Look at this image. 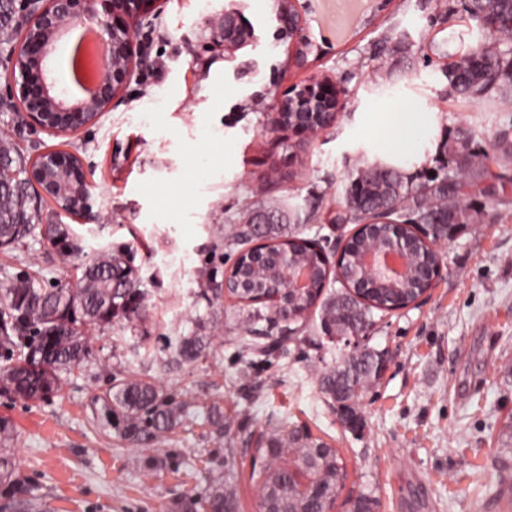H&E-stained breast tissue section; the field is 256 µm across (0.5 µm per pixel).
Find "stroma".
<instances>
[{
  "mask_svg": "<svg viewBox=\"0 0 512 512\" xmlns=\"http://www.w3.org/2000/svg\"><path fill=\"white\" fill-rule=\"evenodd\" d=\"M160 0L133 36L144 63L109 112L73 138L18 124L0 110V133L23 152L80 148L97 218L47 205L43 221L81 235L85 255L131 248L151 296L143 317L88 330L90 361L67 375L48 401L0 395V417L16 435L14 454L30 489L51 512H172L203 495L224 470L226 449L251 467L253 439L269 425L306 424L330 440L349 479L334 512H349L359 492H374L376 512H512V204L481 196L442 249L441 276L419 305L376 319L370 348L389 367L357 405L361 427L345 428L325 404L321 370L339 343L312 330L266 361L248 363L237 345L236 309L200 295L232 259L230 226L315 225L346 205L344 188L368 153L354 148L357 115L414 99L435 112L443 138L417 179L443 177L459 129L489 150L512 112L487 100L459 106L444 68L481 35L464 10L439 20L436 0H384L346 41L325 43L299 0L296 33L278 21L281 0ZM245 20L250 38L232 52L214 41L225 11ZM308 42L305 64L297 42ZM333 82L346 108L334 126L297 144L269 130L278 98L311 77ZM205 151L217 163L199 169ZM75 259L40 235L0 248V279L32 273L44 287L76 284ZM208 336L209 354L165 369L160 358L178 336ZM121 344H114V337ZM157 381L182 403L184 427L131 444L93 417L92 401L110 374ZM224 401V429L207 408Z\"/></svg>",
  "mask_w": 512,
  "mask_h": 512,
  "instance_id": "stroma-1",
  "label": "stroma"
}]
</instances>
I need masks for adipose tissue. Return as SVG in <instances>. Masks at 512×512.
Segmentation results:
<instances>
[{
	"instance_id": "ef3b65f1",
	"label": "adipose tissue",
	"mask_w": 512,
	"mask_h": 512,
	"mask_svg": "<svg viewBox=\"0 0 512 512\" xmlns=\"http://www.w3.org/2000/svg\"><path fill=\"white\" fill-rule=\"evenodd\" d=\"M367 122L374 131L368 142L371 154L404 173H415L436 150L435 117L424 105L409 102L396 112H375Z\"/></svg>"
}]
</instances>
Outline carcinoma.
<instances>
[{"label": "carcinoma", "mask_w": 512, "mask_h": 512, "mask_svg": "<svg viewBox=\"0 0 512 512\" xmlns=\"http://www.w3.org/2000/svg\"><path fill=\"white\" fill-rule=\"evenodd\" d=\"M39 0H0V59L4 74L15 67V44L23 21ZM465 11L483 30L481 40L462 52L445 70L448 86L461 104L500 98L512 112V0H498L493 25L481 21L486 0H464ZM491 153H479L474 132L458 131L450 146L455 166L433 185L413 184L392 169L364 170L346 187L347 206L336 213L338 224H377L378 237L386 235L382 224H456L463 218L467 199L477 194L505 201L512 196V179L493 167L512 161V127L496 136ZM32 160L7 140H0V244L14 247L40 232L63 256L79 250L78 238L70 228L40 224L41 208L30 192L29 166ZM130 251L104 248L77 267L74 288H44L31 276L6 277L0 281V392L24 400H45L63 386L64 375L90 361L91 350L85 330L89 326L112 327V323L133 320L146 310L148 292L141 288L138 269ZM124 279L128 286L117 283ZM424 291L421 283L399 290L379 286L368 302L349 291L329 293L320 289L298 305L319 309V329L350 336L359 318L388 313L386 305L399 297L411 302ZM245 314L238 346L242 351L267 357L283 343L277 312L268 303H236ZM212 337L180 336L173 345L175 356L192 362L207 355ZM379 352L370 350L360 359L341 354L327 364L320 377V389L329 407L346 410L358 402L370 385L380 379ZM105 425L117 428L128 442L139 444L173 432L181 423L182 408L155 382L135 374L112 377L108 387L94 397ZM296 425L270 428L254 448L249 481L258 492L259 512H333L345 488L348 471L339 450L323 437L311 433L295 437ZM15 429L0 418V488L4 501L0 512H47L41 498L32 495L19 477V465L11 443ZM224 473L214 479L205 495L181 507V512H237L239 481L234 449H226ZM311 474L323 487L318 497L297 492V478ZM373 493H360L352 512H374Z\"/></svg>", "instance_id": "carcinoma-1"}]
</instances>
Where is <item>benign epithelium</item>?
<instances>
[{
	"label": "benign epithelium",
	"mask_w": 512,
	"mask_h": 512,
	"mask_svg": "<svg viewBox=\"0 0 512 512\" xmlns=\"http://www.w3.org/2000/svg\"><path fill=\"white\" fill-rule=\"evenodd\" d=\"M94 0H44L21 34L16 51L19 65L11 79V94L22 107L19 120L58 135H72L96 121L110 110L116 98L135 75L140 62V50L133 38L134 24L143 17L156 13L157 0H103L104 18H99ZM280 21L290 30L299 29L302 15L296 0H284ZM83 25L95 32L97 46L103 49L105 66L90 95L77 99L62 87L55 74L59 43L70 32ZM219 39L224 49L234 51L247 41L238 16L224 12ZM343 103L336 88L328 81L312 79L300 89L291 90L282 98L271 118L272 128L290 132L306 140L336 123ZM29 180L43 196L56 200H72L79 196L86 184L83 166L74 162L70 150H48L36 155ZM412 229L429 237L434 253L452 239L455 224H395L393 231L402 236ZM348 239L337 237L336 249L327 252L317 243L308 241L316 259L326 270H340ZM356 263L374 283L403 282L414 266L411 251L400 242L384 249H362ZM271 265L281 288V295L292 298L311 292L314 288L316 267L312 263L296 261L288 251L272 254ZM374 322L362 319L353 336L346 339L349 353L363 352L362 342L368 339Z\"/></svg>",
	"instance_id": "obj_1"
}]
</instances>
